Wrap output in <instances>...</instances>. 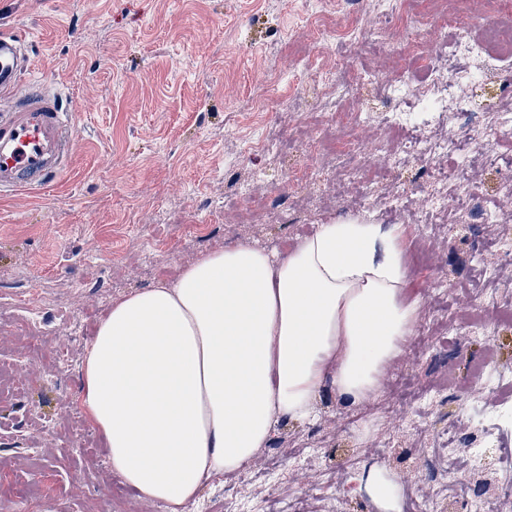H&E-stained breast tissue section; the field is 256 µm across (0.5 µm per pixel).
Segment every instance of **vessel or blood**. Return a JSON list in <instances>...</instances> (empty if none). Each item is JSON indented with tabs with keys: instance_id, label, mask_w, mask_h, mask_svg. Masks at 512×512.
<instances>
[{
	"instance_id": "b4317fda",
	"label": "vessel or blood",
	"mask_w": 512,
	"mask_h": 512,
	"mask_svg": "<svg viewBox=\"0 0 512 512\" xmlns=\"http://www.w3.org/2000/svg\"><path fill=\"white\" fill-rule=\"evenodd\" d=\"M31 58L18 35L0 32V189L46 185L65 167L70 147L68 114L57 96L32 90L18 94Z\"/></svg>"
}]
</instances>
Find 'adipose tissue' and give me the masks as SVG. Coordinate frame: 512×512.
Wrapping results in <instances>:
<instances>
[{"label":"adipose tissue","mask_w":512,"mask_h":512,"mask_svg":"<svg viewBox=\"0 0 512 512\" xmlns=\"http://www.w3.org/2000/svg\"><path fill=\"white\" fill-rule=\"evenodd\" d=\"M397 224L345 221L287 253L245 242L112 305L80 404L141 499L186 512L276 428L311 422L325 388L356 404L418 323Z\"/></svg>","instance_id":"obj_1"}]
</instances>
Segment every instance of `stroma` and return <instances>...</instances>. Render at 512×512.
<instances>
[{
    "label": "stroma",
    "mask_w": 512,
    "mask_h": 512,
    "mask_svg": "<svg viewBox=\"0 0 512 512\" xmlns=\"http://www.w3.org/2000/svg\"><path fill=\"white\" fill-rule=\"evenodd\" d=\"M303 0H0V29L22 36L30 80L59 94L72 147L65 170L38 190L0 194V512H163L84 454L108 451L101 435L67 429L79 412L84 357L115 301L158 280H175L200 256L237 242L282 251L322 224L359 220L404 228L409 294L420 316L445 321L481 309L486 326L465 339L444 324L412 336L385 368L380 388L358 404L332 390L310 423L279 425L239 474L202 488L191 512H404L426 496L470 512L468 496L512 500L494 467L454 462L456 490L436 482L448 442L498 455L512 448V394L479 384L472 369L512 372V324L499 323L486 293L512 280L500 256L512 222L414 224L380 206L358 207L354 190L289 211L288 171L315 158L319 101L292 103L315 74L362 82L392 72L382 55L344 41L311 38ZM330 25L379 22L374 0H322ZM336 113L337 161L351 137L370 142L377 190L423 191L415 168L394 170L375 146L374 124ZM270 142L247 152L245 140ZM250 180L258 219L238 218L231 191ZM391 480L389 504L367 489ZM45 482L50 499L26 498Z\"/></svg>",
    "instance_id": "35a3bbf8"
}]
</instances>
